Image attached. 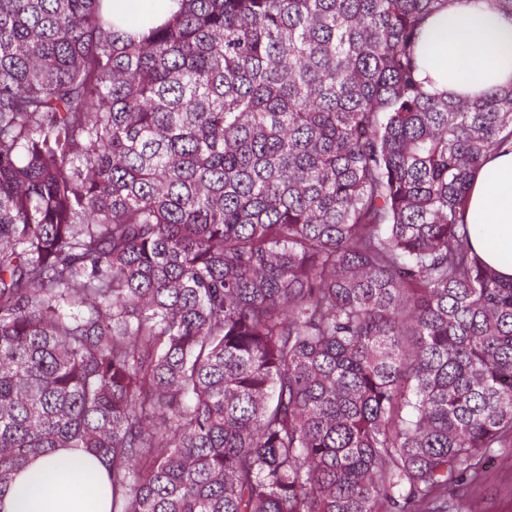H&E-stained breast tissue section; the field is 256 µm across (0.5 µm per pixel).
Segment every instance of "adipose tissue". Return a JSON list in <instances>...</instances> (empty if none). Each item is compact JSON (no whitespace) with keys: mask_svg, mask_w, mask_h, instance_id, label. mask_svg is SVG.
Returning a JSON list of instances; mask_svg holds the SVG:
<instances>
[{"mask_svg":"<svg viewBox=\"0 0 512 512\" xmlns=\"http://www.w3.org/2000/svg\"><path fill=\"white\" fill-rule=\"evenodd\" d=\"M178 0H112L116 23L144 29L163 23ZM422 77L435 94L474 97L512 82V15L486 0H455L431 17L419 43ZM473 245L512 278V152L493 155L470 187ZM111 488L97 458L67 449L30 462L0 490V512H109Z\"/></svg>","mask_w":512,"mask_h":512,"instance_id":"adipose-tissue-1","label":"adipose tissue"}]
</instances>
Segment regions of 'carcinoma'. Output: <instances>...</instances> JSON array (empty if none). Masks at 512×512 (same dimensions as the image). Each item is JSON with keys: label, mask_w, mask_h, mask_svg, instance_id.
I'll return each instance as SVG.
<instances>
[{"label": "carcinoma", "mask_w": 512, "mask_h": 512, "mask_svg": "<svg viewBox=\"0 0 512 512\" xmlns=\"http://www.w3.org/2000/svg\"><path fill=\"white\" fill-rule=\"evenodd\" d=\"M455 0H0V489L111 512H466L512 445V281L468 188L512 84L429 93ZM179 0H112V20L139 30L163 23L178 10ZM110 500L101 461L60 449L14 476L0 493V512H109Z\"/></svg>", "instance_id": "1"}]
</instances>
